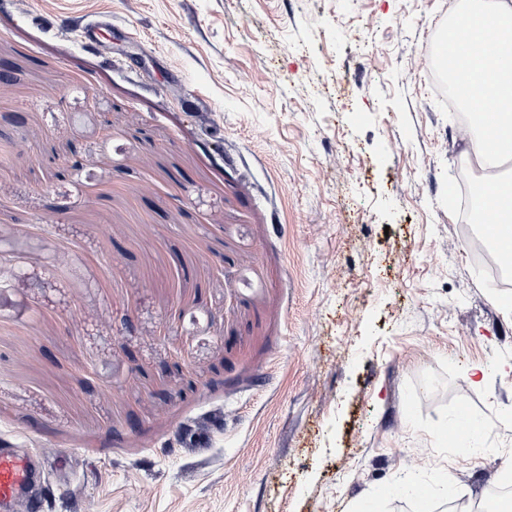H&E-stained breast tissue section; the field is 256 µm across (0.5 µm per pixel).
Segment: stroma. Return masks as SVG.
<instances>
[{
	"label": "stroma",
	"mask_w": 512,
	"mask_h": 512,
	"mask_svg": "<svg viewBox=\"0 0 512 512\" xmlns=\"http://www.w3.org/2000/svg\"><path fill=\"white\" fill-rule=\"evenodd\" d=\"M456 3L0 7V437L44 512H449L512 485V287L475 265L431 71Z\"/></svg>",
	"instance_id": "1"
}]
</instances>
